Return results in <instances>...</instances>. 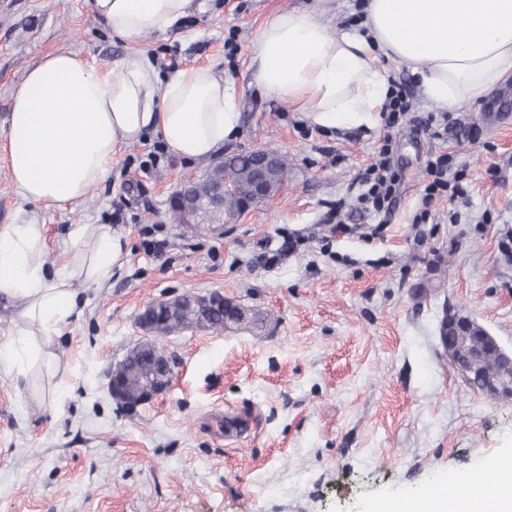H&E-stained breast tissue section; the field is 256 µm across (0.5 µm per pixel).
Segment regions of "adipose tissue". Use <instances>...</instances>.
I'll return each mask as SVG.
<instances>
[{
  "label": "adipose tissue",
  "instance_id": "obj_1",
  "mask_svg": "<svg viewBox=\"0 0 512 512\" xmlns=\"http://www.w3.org/2000/svg\"><path fill=\"white\" fill-rule=\"evenodd\" d=\"M192 0H90L93 18L133 41L169 32ZM251 82L262 94L301 105L316 126L380 111L388 82L380 59L408 64L422 93L456 110L512 76V0H366L356 28L332 34L322 13L288 10L255 36ZM10 177L26 202L63 208L103 182L120 148L157 134L186 160L206 161L235 135L231 84L212 68L161 77L145 56L98 68L60 52L34 64L11 92ZM78 244L60 266L43 259L42 225L0 230V295L14 308L16 335L0 345V371L26 377L50 356V336L77 308V287L107 279L122 253L103 224L72 233Z\"/></svg>",
  "mask_w": 512,
  "mask_h": 512
}]
</instances>
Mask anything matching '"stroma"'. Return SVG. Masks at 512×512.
I'll use <instances>...</instances> for the list:
<instances>
[{
    "label": "stroma",
    "instance_id": "1",
    "mask_svg": "<svg viewBox=\"0 0 512 512\" xmlns=\"http://www.w3.org/2000/svg\"><path fill=\"white\" fill-rule=\"evenodd\" d=\"M90 0H0V227L43 224L48 262L62 264L83 224H108L122 258L80 286V311L52 338L58 368L22 383L0 372V512H371L445 483L491 488L512 455V399L467 385L440 343L447 313L474 319L512 351V77L502 100L454 110L435 138L410 70L388 67L413 108L398 128L381 113L333 130L249 84L250 43L268 16L321 12L331 32L355 27L362 0H193L183 23L129 41L91 15ZM99 67L131 54L173 68L212 66L235 86L239 125L223 152L267 149L288 164L278 192L218 227L178 223L173 192L208 166L175 157L155 136L123 147L103 183L74 205L22 202L3 146L11 92L48 54ZM401 178L388 213L362 208L361 171L383 141ZM450 154L465 193L421 211L430 156ZM339 212L349 234L321 250ZM384 225L383 237L360 232ZM166 241L142 248L143 228ZM302 243L260 267L262 243ZM212 292L260 310L258 334L190 328L160 345L168 388L136 412L108 392L109 375L144 340L153 301Z\"/></svg>",
    "mask_w": 512,
    "mask_h": 512
}]
</instances>
